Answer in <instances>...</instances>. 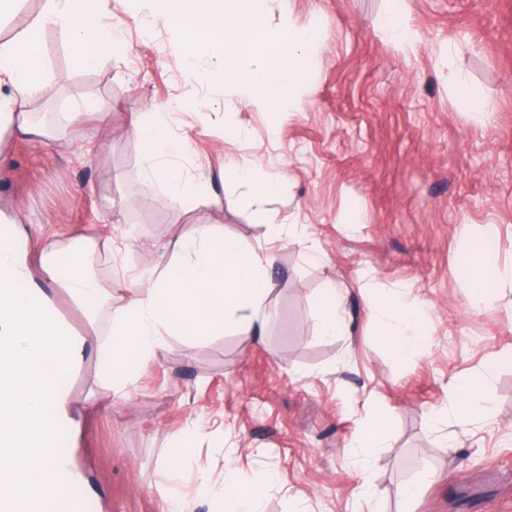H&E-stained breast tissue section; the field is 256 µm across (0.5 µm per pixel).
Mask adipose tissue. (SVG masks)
<instances>
[{
    "instance_id": "ef3b65f1",
    "label": "adipose tissue",
    "mask_w": 512,
    "mask_h": 512,
    "mask_svg": "<svg viewBox=\"0 0 512 512\" xmlns=\"http://www.w3.org/2000/svg\"><path fill=\"white\" fill-rule=\"evenodd\" d=\"M109 2L44 0L40 13L0 43V130L11 129L31 141L50 139L43 126L16 115L40 85L38 36L49 27L66 30L77 65L94 67L120 38L101 24ZM129 129L144 149L143 178L186 198L205 195V181L185 177L171 164V157L189 145L171 134L164 113L148 121L132 116ZM33 238L38 269L65 288L87 316H96L104 296L91 285L88 249L64 247L41 235ZM269 260L268 253L218 237L213 225H192L172 257L151 278H139L129 301L114 314V341L104 362L107 388L89 393L85 408L126 400L137 368L158 357L167 337L208 336L230 324L239 335H260L268 319L270 283L264 270ZM32 271L27 255L0 241V506L23 501L29 512H82L80 497L71 491L69 454L56 448L54 439L60 427L78 426L64 379L82 360L85 344L65 331L47 307L29 304ZM374 310L384 320L383 335L397 358L418 351L417 341L407 335L410 311L394 313L384 302ZM219 494L229 512H262L261 482L239 470L229 456Z\"/></svg>"
}]
</instances>
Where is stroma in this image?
<instances>
[{"mask_svg": "<svg viewBox=\"0 0 512 512\" xmlns=\"http://www.w3.org/2000/svg\"><path fill=\"white\" fill-rule=\"evenodd\" d=\"M391 5L262 0L271 27L318 35L274 112L187 79L147 0H112L102 24L122 37L92 69L77 67L65 30H44L45 87L26 109L54 140L0 133V207L21 206L63 242H90L112 292L91 322L47 290L58 322L90 343L71 374L75 405L105 389L94 345L110 342L131 279L166 262L188 225L273 255L262 336L168 337L129 399L82 414L73 463L84 512H165L172 485L193 512H222L198 488L222 485L228 454L266 480L265 512H512V0H406L403 44L383 26ZM461 83L482 111L460 106ZM86 95L111 113V131L67 119ZM163 107L190 143L175 162L209 182L208 197L141 177L128 120ZM244 164L274 183L270 195L238 179ZM489 231L504 286L478 294L467 246ZM332 288L345 328L325 336L316 301ZM372 300L414 313L421 353L394 356ZM477 378L484 411L462 417L454 387ZM375 417L387 443L366 456L355 441ZM192 418L205 430L170 475L163 458ZM406 483L405 504L395 491Z\"/></svg>", "mask_w": 512, "mask_h": 512, "instance_id": "stroma-1", "label": "stroma"}]
</instances>
